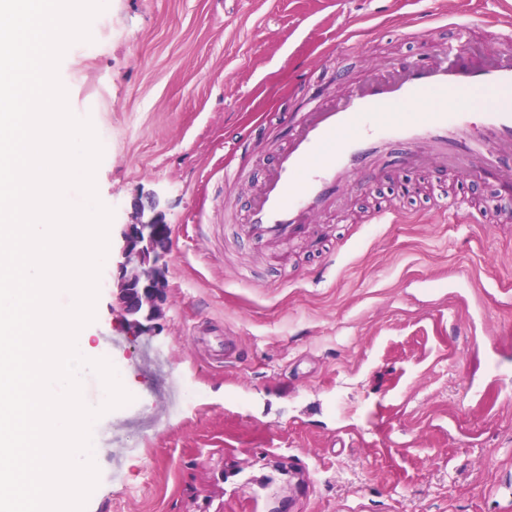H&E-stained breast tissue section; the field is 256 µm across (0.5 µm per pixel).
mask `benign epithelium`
Returning a JSON list of instances; mask_svg holds the SVG:
<instances>
[{"label": "benign epithelium", "instance_id": "1", "mask_svg": "<svg viewBox=\"0 0 512 512\" xmlns=\"http://www.w3.org/2000/svg\"><path fill=\"white\" fill-rule=\"evenodd\" d=\"M170 250V227L156 201L137 204L134 221L124 225L115 259L117 300L134 337L150 332L162 314Z\"/></svg>", "mask_w": 512, "mask_h": 512}]
</instances>
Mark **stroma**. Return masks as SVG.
Instances as JSON below:
<instances>
[{"instance_id":"stroma-1","label":"stroma","mask_w":512,"mask_h":512,"mask_svg":"<svg viewBox=\"0 0 512 512\" xmlns=\"http://www.w3.org/2000/svg\"><path fill=\"white\" fill-rule=\"evenodd\" d=\"M475 13L495 16L472 33L478 61L512 31V0H107L68 48L58 74L103 147L110 250L151 196L172 231L154 332L128 336L103 263L84 332L132 400L92 426L85 512H512V230L432 195L461 185L511 211L512 196L407 168L342 196L318 247L238 232L284 114L438 50ZM378 207L391 223H365ZM201 331L236 351L214 361ZM173 383L193 397L155 422Z\"/></svg>"}]
</instances>
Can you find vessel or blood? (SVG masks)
<instances>
[{
    "label": "vessel or blood",
    "mask_w": 512,
    "mask_h": 512,
    "mask_svg": "<svg viewBox=\"0 0 512 512\" xmlns=\"http://www.w3.org/2000/svg\"><path fill=\"white\" fill-rule=\"evenodd\" d=\"M471 34L455 26L446 50L289 117L288 141L274 151L241 238L274 252L310 239L340 197L364 178H380L395 159L405 167L453 163L464 179L499 175L511 190L512 35L488 61L469 66ZM477 92L488 94L485 104L476 105Z\"/></svg>",
    "instance_id": "obj_1"
}]
</instances>
